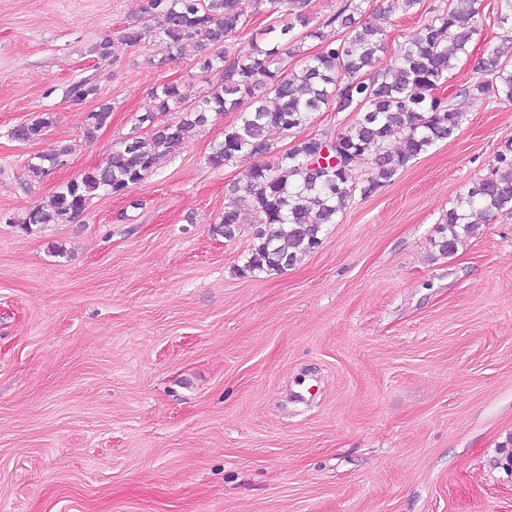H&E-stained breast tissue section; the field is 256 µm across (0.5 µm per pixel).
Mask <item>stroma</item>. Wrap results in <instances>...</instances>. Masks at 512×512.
Masks as SVG:
<instances>
[{
    "label": "stroma",
    "instance_id": "obj_1",
    "mask_svg": "<svg viewBox=\"0 0 512 512\" xmlns=\"http://www.w3.org/2000/svg\"><path fill=\"white\" fill-rule=\"evenodd\" d=\"M417 12L366 7L397 46ZM148 0H0V512H512V214L440 254L458 195L512 143V104L464 96L508 27L444 95L465 117L288 269L240 276L256 230L234 187L256 159L206 160L211 115L73 222L23 221L136 134L153 91L219 79L193 43L122 34ZM107 55H100L101 43ZM98 92L74 102L70 88ZM110 123L86 139L101 105ZM54 113L42 139L14 127ZM68 147L37 177L31 157ZM237 201L234 239L212 234Z\"/></svg>",
    "mask_w": 512,
    "mask_h": 512
}]
</instances>
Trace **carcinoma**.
Here are the masks:
<instances>
[{
    "label": "carcinoma",
    "instance_id": "cac0c4a2",
    "mask_svg": "<svg viewBox=\"0 0 512 512\" xmlns=\"http://www.w3.org/2000/svg\"><path fill=\"white\" fill-rule=\"evenodd\" d=\"M366 0H345L315 25L302 11L304 0H150L157 24L131 25L123 39L136 45L150 36L177 49L185 43L220 46L244 32L257 14L282 13L280 32L262 44L253 41L246 52L229 50L205 55L201 67L215 71L220 82L177 122L146 136L119 142L105 164L71 180L53 195L46 207L29 212L25 226L61 224L79 217L94 193L115 195L142 181L157 160L173 153L187 132L205 125L209 114L237 113L236 123L213 143L208 164L220 168L241 156H264L250 167L237 186L250 203L259 227L254 242L237 272L254 276L283 271L321 244L326 227L336 223L355 195L368 197L387 185L419 155L438 142L452 139L464 114L440 95L453 62L469 54L480 39L484 23L479 0H448L412 34L406 36L391 61L386 30L370 20ZM338 26L342 36L325 41L320 28ZM322 41L320 50L304 58L298 69L288 70V59L301 53L302 40ZM474 99L493 97L512 103V61L500 47H485L476 76L464 88ZM185 95L174 84L154 94V112L181 107ZM355 113V119L334 135L305 136L303 132L326 109ZM154 112L139 118L151 123ZM112 109L102 105L87 113L85 135L92 139L108 124ZM54 123L51 112L13 128L10 136L36 141ZM275 130L295 139L284 154L275 153L268 137ZM336 139L347 162L315 170L309 162L325 141ZM398 141L401 148L390 149ZM69 148L37 156L28 164L35 176H45L61 165ZM365 166V177L353 171ZM512 212V148L496 156L490 175L474 181L448 209L444 224L448 235L437 242L439 252L455 251L462 235L473 233L480 221L496 212ZM239 224L236 205L224 208L212 233L227 240Z\"/></svg>",
    "mask_w": 512,
    "mask_h": 512
}]
</instances>
